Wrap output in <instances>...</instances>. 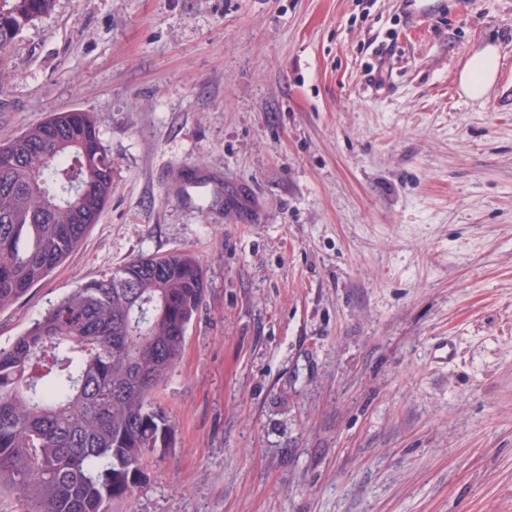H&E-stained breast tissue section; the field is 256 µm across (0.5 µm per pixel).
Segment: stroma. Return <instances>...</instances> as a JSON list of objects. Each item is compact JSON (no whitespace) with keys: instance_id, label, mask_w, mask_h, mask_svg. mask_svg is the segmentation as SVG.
Wrapping results in <instances>:
<instances>
[{"instance_id":"stroma-1","label":"stroma","mask_w":512,"mask_h":512,"mask_svg":"<svg viewBox=\"0 0 512 512\" xmlns=\"http://www.w3.org/2000/svg\"><path fill=\"white\" fill-rule=\"evenodd\" d=\"M69 110L112 196L0 346L140 255L208 281L122 512H512V0H54L0 144ZM499 68V53L489 45L474 55L460 78V89L470 99L482 98L495 82Z\"/></svg>"}]
</instances>
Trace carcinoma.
Returning a JSON list of instances; mask_svg holds the SVG:
<instances>
[{
    "label": "carcinoma",
    "mask_w": 512,
    "mask_h": 512,
    "mask_svg": "<svg viewBox=\"0 0 512 512\" xmlns=\"http://www.w3.org/2000/svg\"><path fill=\"white\" fill-rule=\"evenodd\" d=\"M53 0H0V50ZM112 194L88 112H59L0 145V310L81 244ZM207 290L191 254L141 256L80 285L0 346V493L27 512H110L171 444L156 402Z\"/></svg>",
    "instance_id": "obj_1"
}]
</instances>
